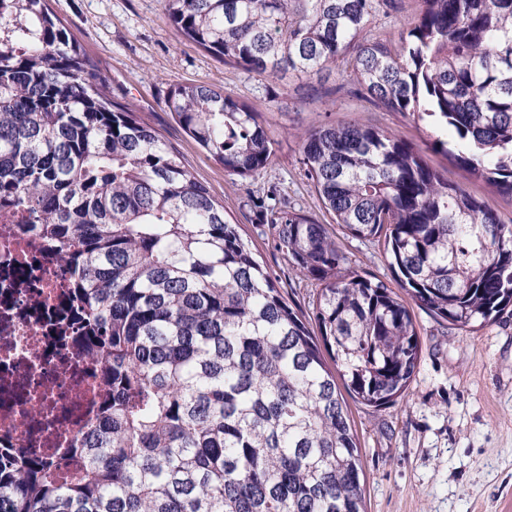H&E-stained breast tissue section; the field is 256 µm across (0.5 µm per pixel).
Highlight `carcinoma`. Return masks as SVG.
I'll list each match as a JSON object with an SVG mask.
<instances>
[{"instance_id": "obj_1", "label": "carcinoma", "mask_w": 512, "mask_h": 512, "mask_svg": "<svg viewBox=\"0 0 512 512\" xmlns=\"http://www.w3.org/2000/svg\"><path fill=\"white\" fill-rule=\"evenodd\" d=\"M161 4L248 73L340 69L512 198V0H420L395 43L367 29L397 0ZM165 106L228 175L270 163L273 142L232 96L177 85ZM301 150L323 207L382 247L408 299L347 268L328 225L281 207L275 248L321 285L308 322L156 130L112 101L49 0H0V203L27 210L69 265L104 386L81 478L0 460V512H364L339 386L375 408L404 394L421 351L410 300L459 329L511 309L512 224L381 128H315Z\"/></svg>"}]
</instances>
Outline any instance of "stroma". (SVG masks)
Returning <instances> with one entry per match:
<instances>
[{
    "label": "stroma",
    "mask_w": 512,
    "mask_h": 512,
    "mask_svg": "<svg viewBox=\"0 0 512 512\" xmlns=\"http://www.w3.org/2000/svg\"><path fill=\"white\" fill-rule=\"evenodd\" d=\"M71 36L105 76L114 101L153 127L182 164L240 225L259 262L296 309L310 313L318 284L292 271L271 235V200L319 223L300 136L326 123L359 121L414 142L424 161L512 219V199L427 147L412 116L374 106L337 69L298 79L264 78L224 63L183 38L159 0H51ZM205 84L258 112L274 145L270 164L242 179L225 173L164 106L175 85ZM350 267L393 283L382 251L351 239ZM419 369L406 393L387 407L349 403L361 450L366 512H512V315L465 331L416 310Z\"/></svg>",
    "instance_id": "1"
}]
</instances>
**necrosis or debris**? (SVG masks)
<instances>
[{
    "label": "necrosis or debris",
    "instance_id": "1",
    "mask_svg": "<svg viewBox=\"0 0 512 512\" xmlns=\"http://www.w3.org/2000/svg\"><path fill=\"white\" fill-rule=\"evenodd\" d=\"M72 286L40 230L0 207V447L70 474L79 431L95 423L104 393L78 341Z\"/></svg>",
    "mask_w": 512,
    "mask_h": 512
}]
</instances>
